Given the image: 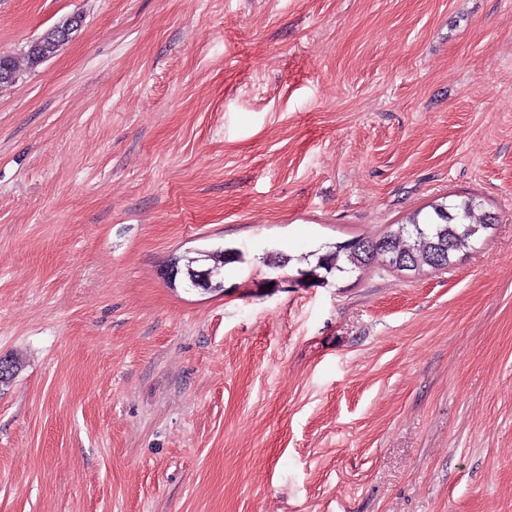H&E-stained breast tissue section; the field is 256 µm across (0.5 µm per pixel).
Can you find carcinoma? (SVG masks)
I'll return each mask as SVG.
<instances>
[{"label": "carcinoma", "instance_id": "obj_1", "mask_svg": "<svg viewBox=\"0 0 512 512\" xmlns=\"http://www.w3.org/2000/svg\"><path fill=\"white\" fill-rule=\"evenodd\" d=\"M81 23L80 16H72L31 41L26 50L28 63L34 67L54 57ZM432 209V215L422 218L416 212L397 229L378 237L357 236L336 244L334 250L318 257L317 267L343 272L346 263L359 269L381 260L399 271H416L425 265L441 269L451 263L454 253L472 248L481 233L493 226L494 217L471 197L455 204H436ZM226 255L222 248L208 254L213 265L206 269L187 263L190 282L201 279L210 291L223 288L222 283L214 282V276L224 267Z\"/></svg>", "mask_w": 512, "mask_h": 512}]
</instances>
